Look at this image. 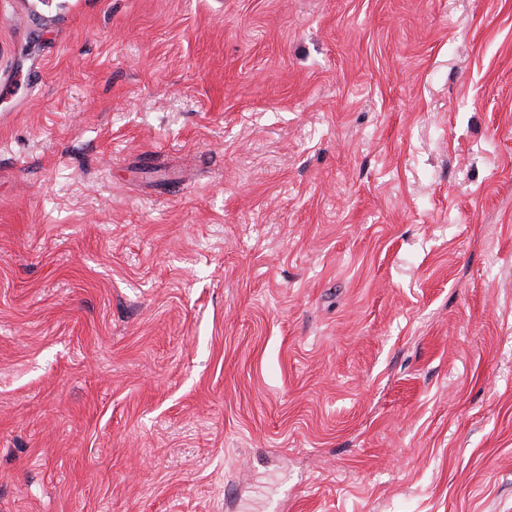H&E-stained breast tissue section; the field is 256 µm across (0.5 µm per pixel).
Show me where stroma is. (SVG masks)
I'll list each match as a JSON object with an SVG mask.
<instances>
[{
	"label": "stroma",
	"mask_w": 512,
	"mask_h": 512,
	"mask_svg": "<svg viewBox=\"0 0 512 512\" xmlns=\"http://www.w3.org/2000/svg\"><path fill=\"white\" fill-rule=\"evenodd\" d=\"M0 512H512V0H0Z\"/></svg>",
	"instance_id": "stroma-1"
}]
</instances>
